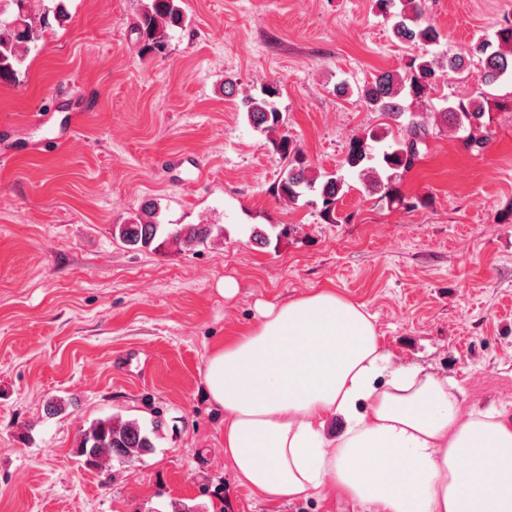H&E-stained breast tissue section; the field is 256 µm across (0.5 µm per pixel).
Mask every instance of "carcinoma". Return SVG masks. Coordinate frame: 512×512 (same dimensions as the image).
Masks as SVG:
<instances>
[{"mask_svg": "<svg viewBox=\"0 0 512 512\" xmlns=\"http://www.w3.org/2000/svg\"><path fill=\"white\" fill-rule=\"evenodd\" d=\"M13 7L12 17L0 18V83L18 80L32 45L53 25L69 19L64 0L39 15L30 9V0H5ZM182 0H141L134 33L145 55L165 53L171 33L185 27L187 17ZM383 16L394 19L393 34L404 45L428 47L440 40L437 28L424 18L421 0H374ZM478 59L477 81L491 87L512 77V22L500 26L492 38L473 39L464 55L440 56L427 52L410 55L397 70L380 71L358 90L366 105L396 123L397 133L387 149L378 153L375 144L383 135L371 133L354 138L342 166L358 174L369 191L380 194L391 205L416 208L424 201L412 200L399 189V178L421 158V147L433 135V124H444L466 132V148L484 151L490 132L485 122L484 93L467 101L450 102L437 112H409L404 101H420L430 96L438 83L460 71L470 59ZM279 88L267 83L255 95L241 98V108L250 125L266 136L285 162L272 194L286 204L299 201L315 207L327 224L337 221V203L344 195L345 181L332 173L313 169L302 149L280 131L281 112L275 105ZM212 233L209 224L161 223L155 204L145 205L128 224L112 225V235L129 249L154 247L160 251L175 243L187 248L202 245ZM158 425L137 418L113 414L93 421L79 431L72 453L90 470H105L115 464L130 466L154 452Z\"/></svg>", "mask_w": 512, "mask_h": 512, "instance_id": "obj_1", "label": "carcinoma"}]
</instances>
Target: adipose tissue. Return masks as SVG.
Here are the masks:
<instances>
[{"mask_svg": "<svg viewBox=\"0 0 512 512\" xmlns=\"http://www.w3.org/2000/svg\"><path fill=\"white\" fill-rule=\"evenodd\" d=\"M204 382L224 413V456L254 497L512 512V413L462 410L455 383L394 363L364 304L336 289L261 304L210 352ZM332 417L343 427L330 437Z\"/></svg>", "mask_w": 512, "mask_h": 512, "instance_id": "ef3b65f1", "label": "adipose tissue"}]
</instances>
